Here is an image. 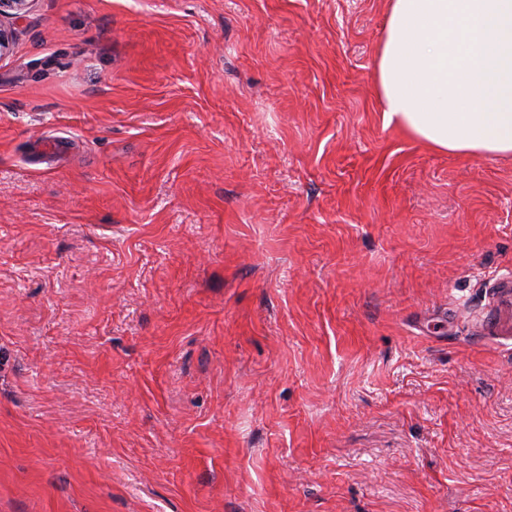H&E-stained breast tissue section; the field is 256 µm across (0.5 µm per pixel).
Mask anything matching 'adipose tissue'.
Returning a JSON list of instances; mask_svg holds the SVG:
<instances>
[{"label":"adipose tissue","instance_id":"adipose-tissue-1","mask_svg":"<svg viewBox=\"0 0 512 512\" xmlns=\"http://www.w3.org/2000/svg\"><path fill=\"white\" fill-rule=\"evenodd\" d=\"M385 125L431 149L512 154V0H386Z\"/></svg>","mask_w":512,"mask_h":512}]
</instances>
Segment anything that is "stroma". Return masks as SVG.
<instances>
[{
    "mask_svg": "<svg viewBox=\"0 0 512 512\" xmlns=\"http://www.w3.org/2000/svg\"><path fill=\"white\" fill-rule=\"evenodd\" d=\"M0 25V512H512V156L384 125V0ZM497 305L500 313L501 332L509 334L512 328V278L499 279Z\"/></svg>",
    "mask_w": 512,
    "mask_h": 512,
    "instance_id": "1",
    "label": "stroma"
}]
</instances>
